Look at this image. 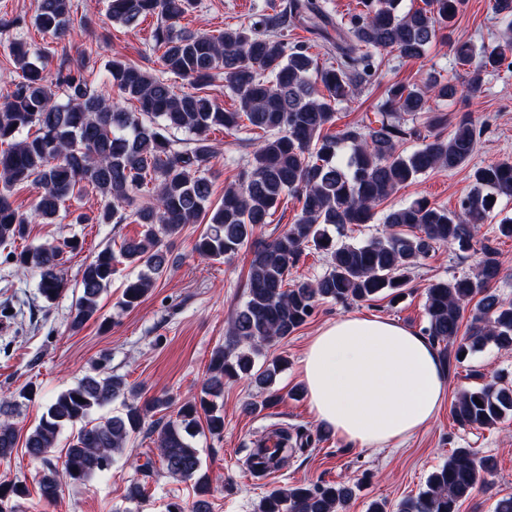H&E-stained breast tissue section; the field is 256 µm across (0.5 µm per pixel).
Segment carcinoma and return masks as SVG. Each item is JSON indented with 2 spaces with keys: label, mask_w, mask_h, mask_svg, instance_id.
Masks as SVG:
<instances>
[{
  "label": "carcinoma",
  "mask_w": 512,
  "mask_h": 512,
  "mask_svg": "<svg viewBox=\"0 0 512 512\" xmlns=\"http://www.w3.org/2000/svg\"><path fill=\"white\" fill-rule=\"evenodd\" d=\"M464 2L424 0V6L405 10L402 0H358L361 9L345 23L332 20L321 0H286L255 22L201 35L179 26L194 0H107L109 18L126 28L156 18L152 38L163 53L156 73L119 58L108 61L100 85L88 81L84 63L62 55L49 69L30 60L26 42H13L19 80L0 102V244L12 245L26 235L30 220L14 206L11 191L29 183L40 189L33 216L47 223L67 201L90 188L103 202L95 223L131 219L144 227L141 236L124 239L119 251L106 245L82 267L72 330L95 316L119 263L138 269L124 283L120 301L125 308L137 306L169 267L164 241L188 224L204 222L195 242L202 259L226 260L251 247L246 299L231 318L224 344L211 353L200 393L184 401L175 417L152 425L166 472L196 479L191 512H210L207 496L212 490L192 444L199 421L205 420L211 436L221 437L224 414L216 398L224 386L249 377L257 386L269 387L288 360L279 357L258 368L256 357L306 323L318 303L369 302L383 294L393 302L412 282L420 260L435 245L448 244L480 257L474 275L428 285L424 335L440 346L448 366L490 342L512 349V302L490 291L501 273L500 254L475 240L477 226L486 223L498 199L512 197L511 161L477 168L474 187L454 210L420 197L384 215L383 224L391 229L384 236L338 244L328 232L372 223L378 206L393 193L431 170H455L477 152L479 134L471 113L444 133L448 113L432 104H453L461 90L435 73L421 86L389 84L375 119L335 136L326 134L335 125L337 106L351 100L374 75L376 55L422 58L445 38L443 31ZM492 8L508 30L501 41L480 50L469 41L449 43L459 63L470 67V95L480 92L485 72L512 66V0H493ZM32 24L65 38L73 24L71 0H38ZM297 28L328 43L324 55L331 61L320 62L306 42H288V32ZM220 75L236 102L231 110L201 93ZM178 79L186 82L180 91L175 90ZM126 101L137 102L139 111H127L122 106ZM423 112L431 113L426 135L405 122ZM217 129L262 135L246 169L215 203L206 164L214 154L209 134ZM169 130L190 135L192 146L175 147L166 136ZM411 138L421 145L409 154L399 151ZM286 192L294 193L300 204L294 223L270 241L255 240ZM138 194L151 201L127 213L125 205ZM78 248L72 239L8 256L17 271L38 275L39 293L50 306L67 290L64 254ZM308 248L323 254L325 273L313 281H288ZM475 298L469 335L459 343L464 309ZM126 391L121 376L86 374L49 403L22 443L14 418L32 389L0 397V459L11 458L23 444L25 454L41 465V499L55 502L62 479L82 483L108 472L114 454L144 429L150 413L171 403L166 395L129 402ZM121 397L122 412L93 417ZM510 411L512 385L497 377L462 391L451 407L454 421L475 428H492ZM69 426L74 431L59 468L51 456ZM491 470L489 457L457 448L429 474L422 491L399 503L398 512H459L481 474ZM27 495L24 484L0 483V512H16L17 502ZM354 496L355 485L344 480L277 487L259 501L257 512H341Z\"/></svg>",
  "instance_id": "1"
}]
</instances>
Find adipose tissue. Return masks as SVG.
Masks as SVG:
<instances>
[{
    "mask_svg": "<svg viewBox=\"0 0 512 512\" xmlns=\"http://www.w3.org/2000/svg\"><path fill=\"white\" fill-rule=\"evenodd\" d=\"M299 379L314 421L354 448L409 439L435 420L448 389L427 336L364 315L320 328L300 359Z\"/></svg>",
    "mask_w": 512,
    "mask_h": 512,
    "instance_id": "ef3b65f1",
    "label": "adipose tissue"
}]
</instances>
